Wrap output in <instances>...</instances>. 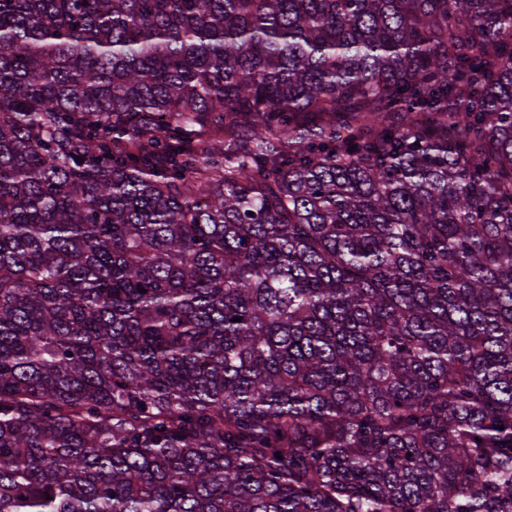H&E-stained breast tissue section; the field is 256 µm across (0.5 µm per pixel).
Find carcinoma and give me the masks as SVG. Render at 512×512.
Returning a JSON list of instances; mask_svg holds the SVG:
<instances>
[{"label": "carcinoma", "mask_w": 512, "mask_h": 512, "mask_svg": "<svg viewBox=\"0 0 512 512\" xmlns=\"http://www.w3.org/2000/svg\"><path fill=\"white\" fill-rule=\"evenodd\" d=\"M0 512H512V0H0Z\"/></svg>", "instance_id": "obj_1"}]
</instances>
